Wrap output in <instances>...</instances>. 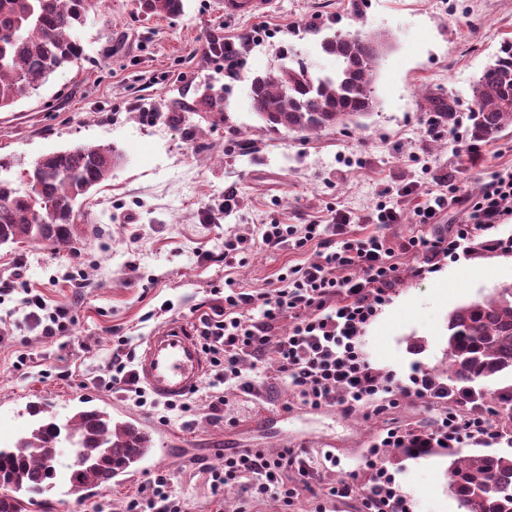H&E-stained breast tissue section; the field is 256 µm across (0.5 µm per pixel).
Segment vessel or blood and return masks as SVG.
I'll return each instance as SVG.
<instances>
[{
  "label": "vessel or blood",
  "mask_w": 512,
  "mask_h": 512,
  "mask_svg": "<svg viewBox=\"0 0 512 512\" xmlns=\"http://www.w3.org/2000/svg\"><path fill=\"white\" fill-rule=\"evenodd\" d=\"M224 14L242 17L266 13L273 0H223ZM206 371L204 353L191 329L181 323L159 326L149 336L135 373L158 398L182 399L201 383Z\"/></svg>",
  "instance_id": "b4317fda"
}]
</instances>
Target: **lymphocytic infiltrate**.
Returning a JSON list of instances; mask_svg holds the SVG:
<instances>
[{"label": "lymphocytic infiltrate", "mask_w": 512, "mask_h": 512, "mask_svg": "<svg viewBox=\"0 0 512 512\" xmlns=\"http://www.w3.org/2000/svg\"><path fill=\"white\" fill-rule=\"evenodd\" d=\"M452 202L469 212L470 223L457 225L446 237L413 236L397 245L384 236L360 232L352 227L349 216L338 212L322 226L263 225L262 241L267 247L301 249L313 243L320 255L317 261L285 268L267 291H241L230 278L223 287L213 288L219 302L201 312L194 326L213 370L211 412L224 409L223 385L251 390L244 367L258 370L270 363L288 380L296 399L312 408L336 404L348 411L359 403L394 394L393 376L380 374L372 366L361 333L385 304L398 278L396 252L423 254V263L415 270L419 276L435 272L440 259L457 262L468 258L477 233L497 228L503 217L512 213V167L498 170L477 196L429 197L416 207V222L436 223ZM22 303L28 309L27 320L43 337L52 339L68 331L73 320L69 307L49 306L38 292L27 293ZM254 310L259 313L255 319L250 316ZM285 315L293 321L291 329L273 335L275 323ZM111 333L110 375L104 387L122 394L136 407L160 413L162 422L191 416V403L158 401L139 385L134 348L119 328H112ZM409 381V392L435 406L437 413L428 427L391 426L371 444L368 463L372 478L362 498L365 512H406L394 475L377 465L381 449L401 448L416 456L434 448H459L473 440L489 445L499 441L484 418L451 408L447 383L421 369L414 370ZM290 470L300 475V487L291 488L284 482L283 475ZM203 472L213 492L237 488L247 508L266 497L279 498L288 505L299 491L313 489L308 460L285 450L274 456L259 450L228 453L223 467L207 466ZM129 512H189V508L185 499L173 493L169 473L159 470L140 482Z\"/></svg>", "instance_id": "1"}]
</instances>
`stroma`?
I'll return each instance as SVG.
<instances>
[{"label": "stroma", "instance_id": "35a3bbf8", "mask_svg": "<svg viewBox=\"0 0 512 512\" xmlns=\"http://www.w3.org/2000/svg\"><path fill=\"white\" fill-rule=\"evenodd\" d=\"M331 30L389 35L392 47L374 87L376 111L363 126L307 137L263 130L250 108L253 77L275 71L285 48L316 72L334 71L335 57L319 49ZM216 35L244 45L236 75L207 56ZM79 36L84 60L0 112V157L29 164L56 151L109 143L124 160L85 200L74 248L0 245V280L15 286L0 303V447H14L28 433L26 408L43 402L60 422L88 407L133 422L151 432L155 450L125 480L80 491L70 488L73 456L63 453L50 503L30 512H125L143 477L160 469L170 473L173 492L191 512H210L214 496L201 467L222 465L228 448L302 451L320 486L353 487L336 498L304 493L288 506L267 497L252 512H315L320 506L364 512L371 442L391 425L429 426L433 407L401 394L381 411L372 402L349 413L337 406L312 409L293 402L270 366L250 372L252 392L225 387L223 418H210L202 385L189 397L193 423L164 424L101 386L111 329L121 328L134 346H143L159 325L195 323L198 307L212 304L210 290L225 278L255 293L270 288L282 267L316 260L311 245L265 249V224H325L339 211L356 229L395 243L454 230L466 218L462 207L449 205L437 223L424 226L415 223L413 210L432 194H478L484 180L512 167V126L482 144L475 161L465 135L473 83L503 41L512 42V0H276L270 13L245 18L225 17L221 0H185L182 15L151 19L139 14L135 0H104ZM205 92L223 97L222 118L196 111ZM431 92L458 100L455 126L436 121L426 99ZM230 191L236 203L228 210L224 195ZM381 203L400 211L399 223H367ZM228 236L253 241L242 262L229 268L198 260V251L223 250ZM77 251L88 282L78 299L62 280ZM398 260L400 279L365 328L363 349L373 367L394 374L397 383L407 384L416 366L444 377L449 314L512 282V253L481 251L444 262L423 279L413 274L419 255ZM28 288L50 304L71 306L74 322L66 336L45 339L27 324L21 300ZM165 302L173 309L163 315ZM22 352L32 360L19 367ZM267 415L277 424L263 425ZM510 451L504 442H472L452 452L434 448L419 457L388 448L381 463L394 473L410 512H461L448 481L451 456Z\"/></svg>", "mask_w": 512, "mask_h": 512}]
</instances>
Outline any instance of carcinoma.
I'll list each match as a JSON object with an SVG mask.
<instances>
[{
    "label": "carcinoma",
    "mask_w": 512,
    "mask_h": 512,
    "mask_svg": "<svg viewBox=\"0 0 512 512\" xmlns=\"http://www.w3.org/2000/svg\"><path fill=\"white\" fill-rule=\"evenodd\" d=\"M102 0H0V111L31 96L65 66L85 57L78 35L87 15ZM140 12L176 16L184 0H137ZM382 35L333 33L320 47L339 61L332 75H318L303 61L255 78L250 104L268 130L311 135L325 129L361 125L377 107L373 84L380 67ZM208 54L232 68L240 50L224 52L213 39ZM474 143L497 140L512 126V42H504L471 87ZM437 121H458L453 96L428 98ZM122 155L110 144H87L53 152L25 170L22 181L10 177L15 159L0 157V239L71 248L83 199L112 173ZM448 389L459 406L477 411L486 403L500 436L512 443V282L493 295L456 308L448 316ZM33 427L13 448H0V512H29L47 503L55 488L62 445L81 448L82 467L70 466L73 489L101 486L115 473L137 465L153 448L151 436L130 422H113L99 409L76 412L61 423L31 405ZM450 487L464 512H512V454L455 457L448 465Z\"/></svg>",
    "instance_id": "carcinoma-1"
}]
</instances>
